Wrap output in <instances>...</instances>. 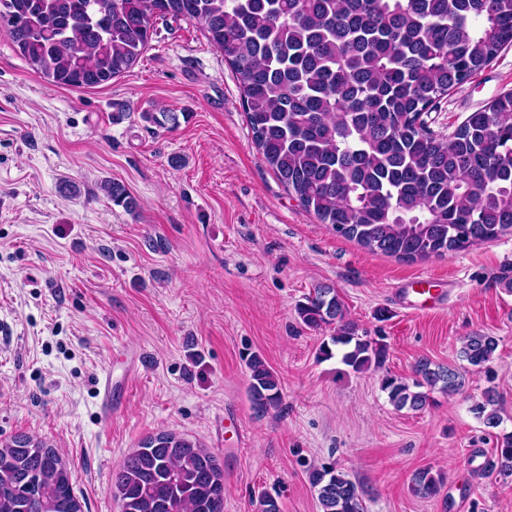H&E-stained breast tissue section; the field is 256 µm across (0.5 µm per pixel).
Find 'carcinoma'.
Returning <instances> with one entry per match:
<instances>
[{
	"label": "carcinoma",
	"mask_w": 512,
	"mask_h": 512,
	"mask_svg": "<svg viewBox=\"0 0 512 512\" xmlns=\"http://www.w3.org/2000/svg\"><path fill=\"white\" fill-rule=\"evenodd\" d=\"M17 52L64 87L104 85L142 55L154 20L188 21L238 75L252 140L288 194L320 223L401 259L442 257L512 231V91L470 113L446 137L423 115L512 46V0H0ZM101 189L132 211L119 181ZM303 325L336 326L320 354L355 372L382 367L381 339L345 320L323 285L297 306ZM496 337L474 332L460 357L482 371ZM252 407L282 402L264 359L247 360ZM408 383L381 388L399 410L421 411L435 390L460 393L458 370L418 360ZM496 391L471 412L500 425ZM487 473L512 474V433L497 437ZM321 512H365V489L334 463L308 470ZM445 477L416 470L411 490L436 496ZM120 512H223L224 473L203 444L173 432L146 437L112 476ZM0 512H82L56 449L26 435L0 446Z\"/></svg>",
	"instance_id": "obj_1"
}]
</instances>
